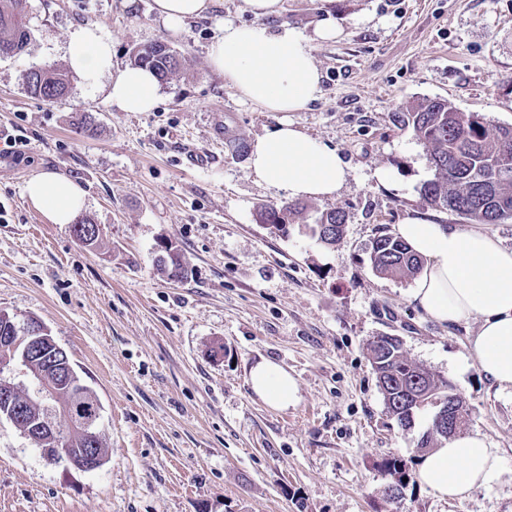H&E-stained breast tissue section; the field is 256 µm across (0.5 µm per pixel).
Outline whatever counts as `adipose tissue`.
<instances>
[{
  "mask_svg": "<svg viewBox=\"0 0 512 512\" xmlns=\"http://www.w3.org/2000/svg\"><path fill=\"white\" fill-rule=\"evenodd\" d=\"M253 24H225L209 47L212 67L243 100L268 112H298L321 93L322 76L311 40L332 41L340 32L333 18L323 19L313 36L283 24L269 30L264 18L280 15L283 0H242ZM69 68L78 74H112L108 98L123 112H149L158 103L159 81L150 70L112 67V41L98 27L80 26L70 35ZM250 169L257 182L284 190L291 198L336 197L349 166L334 148L288 121H280L252 146ZM31 205L53 224H71L86 207L87 192L69 176L47 171L25 186ZM424 260L411 299L440 323L474 320L469 357L499 390L512 391V247L482 231H466L407 216L394 228ZM253 394L285 410L300 400L296 379L281 365L263 358L249 371ZM499 449L480 433H458L424 454L416 476L444 500H462L501 478Z\"/></svg>",
  "mask_w": 512,
  "mask_h": 512,
  "instance_id": "ef3b65f1",
  "label": "adipose tissue"
}]
</instances>
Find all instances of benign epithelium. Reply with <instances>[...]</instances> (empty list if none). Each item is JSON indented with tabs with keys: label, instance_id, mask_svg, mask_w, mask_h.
<instances>
[{
	"label": "benign epithelium",
	"instance_id": "7a95c632",
	"mask_svg": "<svg viewBox=\"0 0 512 512\" xmlns=\"http://www.w3.org/2000/svg\"><path fill=\"white\" fill-rule=\"evenodd\" d=\"M0 329L8 332L6 336H0V343L5 344L10 351H19V359L9 367L10 375L0 378V414L8 419H13L22 412V407L17 400V393L24 383L16 380V369L26 376L32 385V391L40 393L42 402L38 409L36 419L32 427L40 434H46L52 438L58 437L59 428L55 422V416L61 414L68 419L69 431L79 433L83 437L93 440L98 435V421L100 414L79 416L70 400L59 395L57 385L61 380H70L80 388L79 395L89 393L77 374L72 364L68 361L66 351L51 336L44 324L33 319L23 326L17 325L11 317L0 312ZM467 408L464 399L452 398L448 400V406L437 410L433 428L446 430L453 434L461 430L462 423L458 422V416ZM46 455L51 458L64 459L80 469H95L106 460L101 448H44Z\"/></svg>",
	"mask_w": 512,
	"mask_h": 512
}]
</instances>
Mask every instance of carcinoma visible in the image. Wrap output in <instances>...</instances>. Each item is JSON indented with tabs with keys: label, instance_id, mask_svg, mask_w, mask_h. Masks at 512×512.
Segmentation results:
<instances>
[{
	"label": "carcinoma",
	"instance_id": "1",
	"mask_svg": "<svg viewBox=\"0 0 512 512\" xmlns=\"http://www.w3.org/2000/svg\"><path fill=\"white\" fill-rule=\"evenodd\" d=\"M27 3L0 0V54L15 56L25 51L30 38ZM133 62L152 70L164 82L181 69L185 58L163 43L157 49L134 52ZM24 86L30 95L53 104L66 97L69 83L65 75L45 69L24 79ZM401 118L428 148L433 178L424 184L423 196L431 208L450 210L482 224L512 218V126L460 112L436 98L422 99ZM296 213L295 207L262 206L257 219L277 226L279 234L286 236L289 218ZM345 222L343 210L326 211L313 224V233L321 244L334 247L343 239L340 226ZM370 260L376 273L400 278L417 274L422 266L421 257L405 242L387 234L373 240ZM156 266L174 279L186 272L179 253L169 260L157 258ZM369 352L386 412L404 427L421 407L433 402L443 406L456 395L448 380L408 361L396 337H378L369 343ZM383 467L394 478L389 490L400 493L402 478L407 476L402 461L388 458Z\"/></svg>",
	"mask_w": 512,
	"mask_h": 512
}]
</instances>
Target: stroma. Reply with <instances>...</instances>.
<instances>
[{"mask_svg": "<svg viewBox=\"0 0 512 512\" xmlns=\"http://www.w3.org/2000/svg\"><path fill=\"white\" fill-rule=\"evenodd\" d=\"M30 41L0 58V312L46 325L97 396L106 461L93 471L48 459L0 419V512H512V394L477 366L461 369L475 322L440 324L410 301L414 282L375 273L371 243L408 215L462 230L474 223L432 209L427 150L397 120L424 98L512 125V0H284L275 29L312 37L322 95L298 112L243 101L211 67L225 23L251 22L239 0L170 30L154 0H29ZM341 33L313 37L325 16ZM94 25L112 41V65L167 43L187 65L159 85L150 112H122L110 73L70 74L66 98L29 95L31 68L66 70L71 31ZM87 116L97 133L78 135ZM335 147L350 174L333 199L304 200L279 235L256 219L286 192L256 183L245 143L279 120ZM397 183L379 185L376 169ZM60 171L87 191L90 246L27 202L26 182ZM346 213L342 241L320 244L309 226ZM184 255L173 280L156 269L163 242ZM396 336L412 362L464 397L465 432L484 434L507 470L446 502L416 476L417 446L434 407L401 427L387 413L368 344ZM223 346L221 356L213 349ZM266 357L297 380L301 401L275 410L250 390ZM403 460L398 498L382 468Z\"/></svg>", "mask_w": 512, "mask_h": 512, "instance_id": "35a3bbf8", "label": "stroma"}]
</instances>
